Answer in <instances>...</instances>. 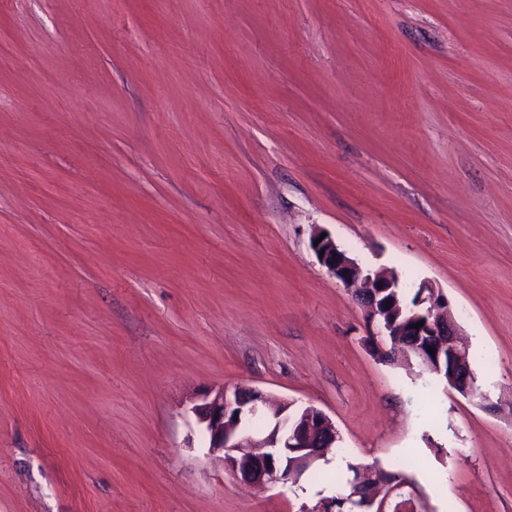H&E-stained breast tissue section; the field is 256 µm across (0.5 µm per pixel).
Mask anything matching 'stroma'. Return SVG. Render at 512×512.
I'll list each match as a JSON object with an SVG mask.
<instances>
[{"instance_id": "1", "label": "stroma", "mask_w": 512, "mask_h": 512, "mask_svg": "<svg viewBox=\"0 0 512 512\" xmlns=\"http://www.w3.org/2000/svg\"><path fill=\"white\" fill-rule=\"evenodd\" d=\"M317 228L447 295L491 407L379 358ZM220 386L340 441L244 485ZM349 460L512 512V0H0V512H303Z\"/></svg>"}]
</instances>
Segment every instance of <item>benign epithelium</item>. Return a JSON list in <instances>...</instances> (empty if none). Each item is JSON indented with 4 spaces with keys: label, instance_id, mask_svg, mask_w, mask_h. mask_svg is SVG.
<instances>
[{
    "label": "benign epithelium",
    "instance_id": "obj_1",
    "mask_svg": "<svg viewBox=\"0 0 512 512\" xmlns=\"http://www.w3.org/2000/svg\"><path fill=\"white\" fill-rule=\"evenodd\" d=\"M318 241L315 254H323L319 262L337 280L357 286V297L370 323L377 325L379 336H430L438 349L448 351L450 373L445 375L449 386L466 397H477L491 406L485 392L475 390L471 382L473 370L469 350L460 340V326L447 295L429 281L417 285L420 289L417 309L409 316L413 327L405 330L388 317L402 312L397 288L399 280L391 271L371 272L361 267L341 249L329 235L313 231L310 241ZM421 327H416V324ZM295 402L271 401L263 393L247 387L216 388L204 394L191 407L203 440L211 455H221L225 469L242 481L254 486H266L285 481L288 472V451L301 453L323 436L336 444V427L330 417L314 406L299 409L295 416L288 410ZM354 497L364 498L376 512H425L424 500L405 484L374 483L372 470L358 469L354 481Z\"/></svg>",
    "mask_w": 512,
    "mask_h": 512
}]
</instances>
